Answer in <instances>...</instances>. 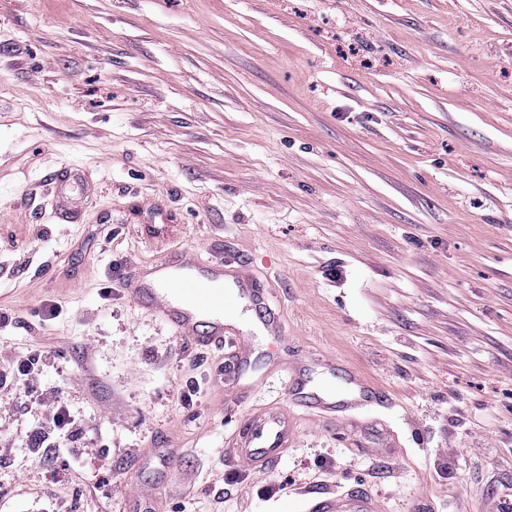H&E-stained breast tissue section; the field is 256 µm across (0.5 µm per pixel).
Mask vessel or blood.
<instances>
[{
  "label": "vessel or blood",
  "mask_w": 512,
  "mask_h": 512,
  "mask_svg": "<svg viewBox=\"0 0 512 512\" xmlns=\"http://www.w3.org/2000/svg\"><path fill=\"white\" fill-rule=\"evenodd\" d=\"M127 293L138 305L170 326L182 342L199 345L234 346L230 371L232 388L245 387V373L255 349L254 331H261L275 343L284 336L278 317L267 305L262 288L243 270H228L220 264L204 265L175 251L148 267H136L130 275ZM321 367L329 378H340V386L316 387L305 377L304 367L283 364L269 357L267 371L256 385L280 378L291 402L309 408L326 423L346 420L355 410L374 403L375 398L363 377L340 371L335 361L324 358ZM293 429L288 414L281 409L261 411L246 417L228 455L241 463L268 467L279 461L292 443ZM305 512H382L368 499L354 495L339 505L330 499L308 502Z\"/></svg>",
  "instance_id": "b4317fda"
}]
</instances>
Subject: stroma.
Returning <instances> with one entry per match:
<instances>
[{
  "mask_svg": "<svg viewBox=\"0 0 512 512\" xmlns=\"http://www.w3.org/2000/svg\"><path fill=\"white\" fill-rule=\"evenodd\" d=\"M176 248L246 261L280 356L384 402L328 427L278 381L214 389L226 351L125 291ZM38 347L87 454L40 463L36 404L0 400V512L512 505V0H0V358ZM266 407L295 435L258 471L224 448ZM303 508L305 512H382L376 503L358 495H351L341 506L336 504V500L323 499L306 502L303 504Z\"/></svg>",
  "mask_w": 512,
  "mask_h": 512,
  "instance_id": "1",
  "label": "stroma"
}]
</instances>
